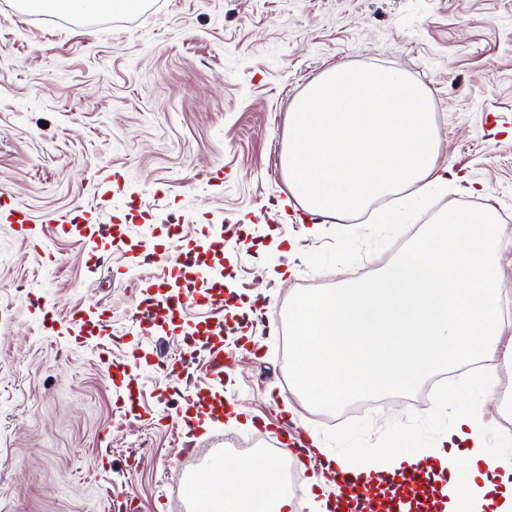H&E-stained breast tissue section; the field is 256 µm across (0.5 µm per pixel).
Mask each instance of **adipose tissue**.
<instances>
[{"label": "adipose tissue", "instance_id": "adipose-tissue-1", "mask_svg": "<svg viewBox=\"0 0 512 512\" xmlns=\"http://www.w3.org/2000/svg\"><path fill=\"white\" fill-rule=\"evenodd\" d=\"M480 405L458 412L453 428L421 448H381L360 460L333 455L337 468L370 477L394 471L432 456L447 480L439 489L445 512H512V455L492 452ZM279 473L265 462H224L219 476L217 504L221 512H288L287 494L277 492Z\"/></svg>", "mask_w": 512, "mask_h": 512}]
</instances>
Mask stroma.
Instances as JSON below:
<instances>
[{"label":"stroma","mask_w":512,"mask_h":512,"mask_svg":"<svg viewBox=\"0 0 512 512\" xmlns=\"http://www.w3.org/2000/svg\"><path fill=\"white\" fill-rule=\"evenodd\" d=\"M338 64L397 68L425 89L437 163L455 174L430 212L496 211L502 299L512 304V0H141L92 16L0 0V512H106L109 492L134 494L139 512H176L173 482L187 484L226 434L249 438V415H288L330 451L359 454L397 430L421 447L470 403L459 381L448 404L421 409L392 396L384 410L335 427L298 392L276 403L290 297L380 272L398 252L324 273L304 259L337 223L306 219L288 189V113ZM473 183L484 193H470ZM16 211L36 231L70 214L119 219L146 247L169 251L181 245L169 225L201 245L235 225L225 285L268 314L262 323L235 314L223 393L240 410L206 428L196 458H173L182 382L147 369L138 414L120 405L111 363L169 358L182 331L174 322L144 335L129 324L139 291L114 271L132 256L113 247L112 271H93L73 237L46 247L19 238ZM95 303L111 309V335L81 344L67 331L43 335L45 311L68 319Z\"/></svg>","instance_id":"obj_1"}]
</instances>
